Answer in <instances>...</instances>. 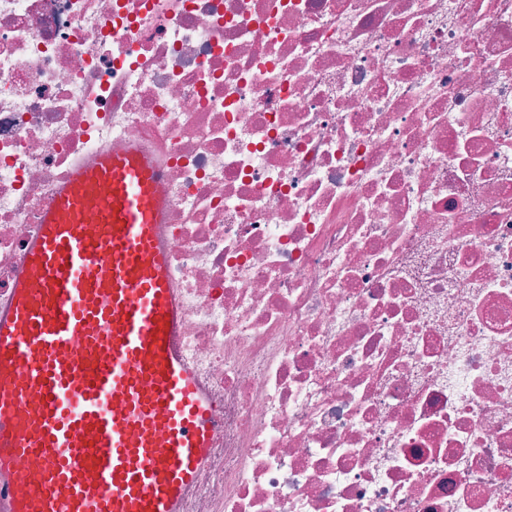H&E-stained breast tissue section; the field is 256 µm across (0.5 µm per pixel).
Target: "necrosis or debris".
Masks as SVG:
<instances>
[{
	"instance_id": "necrosis-or-debris-1",
	"label": "necrosis or debris",
	"mask_w": 512,
	"mask_h": 512,
	"mask_svg": "<svg viewBox=\"0 0 512 512\" xmlns=\"http://www.w3.org/2000/svg\"><path fill=\"white\" fill-rule=\"evenodd\" d=\"M129 145L218 398L186 512H512V0H0V311Z\"/></svg>"
}]
</instances>
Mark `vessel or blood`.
I'll list each match as a JSON object with an SVG mask.
<instances>
[{"label": "vessel or blood", "mask_w": 512, "mask_h": 512, "mask_svg": "<svg viewBox=\"0 0 512 512\" xmlns=\"http://www.w3.org/2000/svg\"><path fill=\"white\" fill-rule=\"evenodd\" d=\"M165 201L130 147L78 168L43 215L0 315L10 512H183L213 455L212 395L174 343Z\"/></svg>", "instance_id": "1"}]
</instances>
